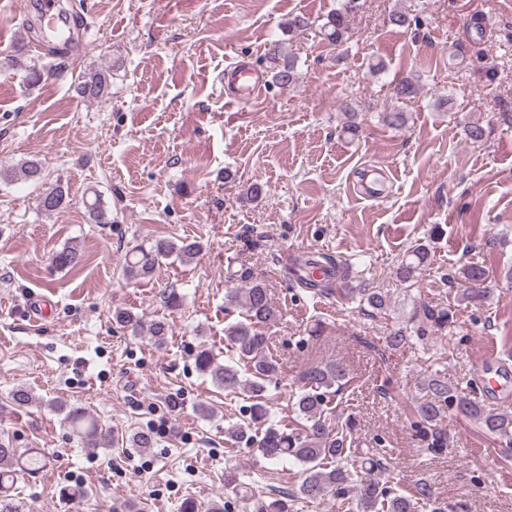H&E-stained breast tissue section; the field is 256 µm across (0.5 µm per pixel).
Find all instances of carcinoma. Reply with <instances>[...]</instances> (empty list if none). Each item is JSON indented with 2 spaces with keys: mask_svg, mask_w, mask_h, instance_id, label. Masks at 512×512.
Listing matches in <instances>:
<instances>
[{
  "mask_svg": "<svg viewBox=\"0 0 512 512\" xmlns=\"http://www.w3.org/2000/svg\"><path fill=\"white\" fill-rule=\"evenodd\" d=\"M356 8L355 0H345L333 10L321 26V34L328 44L340 46L350 40V14ZM8 66L21 73L24 86L33 88L41 83L43 68L27 64L16 57ZM272 83L280 88L294 84L298 79L296 57L281 50L270 67ZM112 69H92L82 76L77 85L80 96L98 101L107 96L111 85ZM420 92L418 77L410 75L396 82L391 99L394 106L385 113L384 122L394 129H401L409 122V113L398 104L416 97ZM36 182L42 178L40 162L29 159L6 172L0 171V180L15 179ZM69 197L65 189L58 186L50 196L39 200V209L46 213L61 211L67 207ZM89 216L97 224H108L107 211L102 207L99 195L86 203ZM201 250L197 241L161 238L148 248H140L128 258L129 273L147 277L162 260L174 257L182 263H189ZM430 250L425 244L412 248L396 268V280L412 286L419 271L430 262ZM83 255L78 247L67 245L57 251L52 261L60 269L74 268L81 264ZM350 276V266L339 263L328 254L317 258L309 257L300 262L298 283L313 294L332 290L338 280ZM462 289L461 300L480 304L491 298L492 290L480 287L486 279V271L477 264L463 266L458 271ZM346 298L359 304L360 310L371 309V316L385 312L390 306L389 293L382 288H350ZM225 307H240L241 319L227 325L224 335L231 348L232 359L226 364L216 361L211 351L201 350L196 357L198 370L209 376L213 383L226 390H240L252 400L248 407L252 422L270 420L271 395L269 385L279 373V363L265 352L267 336L265 330L277 323L278 310L273 306L267 288L259 282H251L245 288H230L224 295ZM453 323L451 309L439 305L421 304L415 307L408 318V325L392 329L385 336V347L397 350L408 344L413 335L420 340L448 329ZM345 378L343 369L334 363L316 365L304 373L303 384L294 395V412L301 420L302 427L286 431L268 427L260 438H252L249 444L268 463L283 462L303 467L304 478L298 492L302 498L316 502L329 496L338 499L352 496L357 501L359 512H415L417 502L431 498L430 486L425 482L415 485L410 495L392 491L385 482L377 478L358 477V470L370 472L387 470L379 448L359 447L353 438L354 426L351 420L331 426L326 410L333 390H341ZM57 411L65 412L63 421L89 453H95L109 445V431L90 413L71 407L62 401L52 402ZM455 416L469 420L494 441L512 448V414L488 409L482 402L472 399L458 388L448 384V378L432 374L421 384V396L411 409L412 424L419 440L425 443L424 451L440 454L448 447L447 433L441 428L445 419ZM0 465L11 469L0 470V489L11 482L17 474L31 475L40 472L47 465L45 456L27 450L10 447L0 442ZM243 498L253 501L254 512H288L286 498L267 501L245 493Z\"/></svg>",
  "mask_w": 512,
  "mask_h": 512,
  "instance_id": "carcinoma-1",
  "label": "carcinoma"
}]
</instances>
